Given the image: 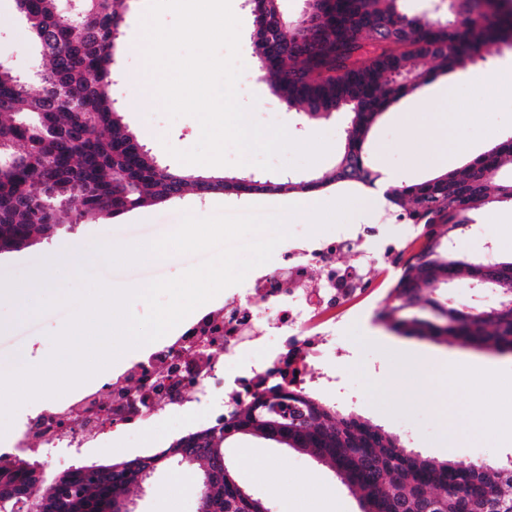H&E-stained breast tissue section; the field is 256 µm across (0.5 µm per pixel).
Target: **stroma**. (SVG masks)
<instances>
[{
	"label": "stroma",
	"instance_id": "stroma-1",
	"mask_svg": "<svg viewBox=\"0 0 512 512\" xmlns=\"http://www.w3.org/2000/svg\"><path fill=\"white\" fill-rule=\"evenodd\" d=\"M149 0H125L120 48L116 67L122 78L112 87V96L124 120L138 140L164 165L176 166L171 149L187 150L199 140L201 128L191 116L170 118L161 104L146 105L140 100L135 82L145 68L141 49L133 39ZM0 61L17 72L43 66L44 59L28 35V26L17 11L15 0H0ZM512 68V45H499L497 51L467 71L452 73L458 88L451 101L434 98V83L422 85L401 98L382 114L368 137L369 162L373 170L392 166L403 173V185L430 178V171L411 170L407 146L413 129L407 122V109L414 102L424 104L423 124L435 126L434 135L425 137L422 146L442 154L465 146L470 157H477L499 141L512 136V87L481 84L480 75ZM243 105L252 106L256 120L271 116L284 123L290 136L303 141L315 134L327 135L330 151L309 166L295 168V175L311 178L331 170L346 138L345 114L329 120L308 122L271 95L259 77L239 93ZM287 194L215 193L197 197L186 193L168 202L145 206L118 218L99 215L74 229H61L51 243L33 245L0 254V274L23 279L28 269L46 263L60 248L71 251L69 267L53 275L52 286L64 294L83 287L82 274H89L111 287H141L158 278H173L198 265L199 254H172L155 263L120 267L86 257L95 242L114 245L153 240L173 232L183 213L206 217L226 208L241 212L255 207L268 213L284 207ZM497 252L512 254V205L505 204L475 216L474 228L459 239L463 253L478 257L485 243ZM70 307L61 306L41 314L19 315L17 303L0 301V369L23 367L28 352L47 359L52 352L51 334L59 332ZM340 359H328L326 370L336 375V385L314 392L345 413H355L399 434L406 446L436 459L506 460L512 458V444L503 441L501 432L512 425V354L496 355L457 344L400 336L376 322L373 313L355 317L336 340ZM449 408L469 406L485 415V433L471 437L457 432L436 409L437 402ZM187 425L166 409L154 412L152 421L99 447L75 452L44 463L47 475L71 466L102 462L119 457L124 448H163L186 434ZM235 461L237 481L255 496L265 500L273 512H360L359 501L325 464L312 457L269 441L243 437L225 448ZM321 486L325 494L316 501L304 499L295 491L299 480ZM200 486L190 474L175 471L158 473L150 490L134 494L136 512H197Z\"/></svg>",
	"mask_w": 512,
	"mask_h": 512
}]
</instances>
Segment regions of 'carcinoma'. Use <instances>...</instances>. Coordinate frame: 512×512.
Segmentation results:
<instances>
[{
  "label": "carcinoma",
  "mask_w": 512,
  "mask_h": 512,
  "mask_svg": "<svg viewBox=\"0 0 512 512\" xmlns=\"http://www.w3.org/2000/svg\"><path fill=\"white\" fill-rule=\"evenodd\" d=\"M281 0H251L269 34L253 55L275 64L260 70L272 95L306 120L349 114L344 150L318 178L276 180L253 174L204 176L160 165L140 144L114 105L112 38L124 0H82L73 31L59 0H16L45 60L41 92L9 68L0 69V154L21 163L0 169V253L53 239L61 217L77 225L90 214L116 217L192 191H312L334 184L374 186L368 135L394 102L430 82L434 71H465L482 50L512 40L507 0H454L458 21L409 16L399 0H320L315 26L284 16ZM512 136L466 167L385 193L398 218L422 226L424 243L399 273L377 318L390 331L434 342L504 353L512 351V258L491 265L455 249L473 216L495 203H512ZM486 282L499 294L487 315L436 298L437 286L459 277ZM279 407L290 418L270 424ZM239 435L276 441L327 463L358 494L365 512H512V463L462 469L459 461L423 457L402 438L369 420L344 414L297 380L261 381L257 390L208 427L168 447L133 458L74 466L46 479L42 462L0 465V512L33 501L39 512L114 510L162 469L177 465L196 477L199 512H267L268 504L240 486L225 444Z\"/></svg>",
  "instance_id": "carcinoma-1"
}]
</instances>
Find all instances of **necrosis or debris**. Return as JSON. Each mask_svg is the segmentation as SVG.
Wrapping results in <instances>:
<instances>
[{"label":"necrosis or debris","instance_id":"1","mask_svg":"<svg viewBox=\"0 0 512 512\" xmlns=\"http://www.w3.org/2000/svg\"><path fill=\"white\" fill-rule=\"evenodd\" d=\"M419 245L412 224L397 236L378 224H359L292 243L281 250L274 272L249 276L245 287L223 303L200 308L123 370L137 390L138 406L117 387L106 395L90 388L58 399L24 425L11 452H28L34 437L94 448L108 427L143 425L161 403L187 421L204 412L219 416L220 405L233 404L246 383L272 370L291 375L320 361L331 351L337 327L391 287ZM339 252L353 253L357 263L336 265Z\"/></svg>","mask_w":512,"mask_h":512}]
</instances>
